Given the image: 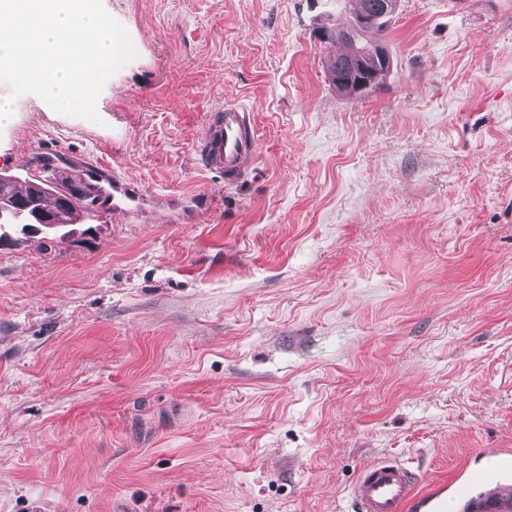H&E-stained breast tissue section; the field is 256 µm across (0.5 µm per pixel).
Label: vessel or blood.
I'll return each instance as SVG.
<instances>
[{"instance_id":"1","label":"vessel or blood","mask_w":512,"mask_h":512,"mask_svg":"<svg viewBox=\"0 0 512 512\" xmlns=\"http://www.w3.org/2000/svg\"><path fill=\"white\" fill-rule=\"evenodd\" d=\"M257 135L247 112L233 103L209 116L199 144L209 168L223 172L225 180L237 179L253 160ZM68 186L82 188L96 197L103 210L122 214L132 210L140 193L109 170L82 167L68 179ZM494 463L473 462L453 476L431 486L422 485L397 460L379 457L362 467L351 497L356 512H512V448L493 451Z\"/></svg>"}]
</instances>
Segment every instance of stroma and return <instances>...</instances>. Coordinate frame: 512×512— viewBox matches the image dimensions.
<instances>
[{
  "mask_svg": "<svg viewBox=\"0 0 512 512\" xmlns=\"http://www.w3.org/2000/svg\"><path fill=\"white\" fill-rule=\"evenodd\" d=\"M103 2L136 56L98 121L19 97L0 173L142 197L0 238V512H353L371 459L512 448V0H399L362 97L325 66L350 0ZM257 135L248 112L233 103L209 115L206 133L199 144L205 164L224 173V179H237L257 151ZM64 185L82 188L92 197L91 201L85 199L82 202L85 208L89 209L96 197L97 206L113 214L129 212L141 197L139 191L130 184L97 165L82 167Z\"/></svg>",
  "mask_w": 512,
  "mask_h": 512,
  "instance_id": "obj_1",
  "label": "stroma"
}]
</instances>
